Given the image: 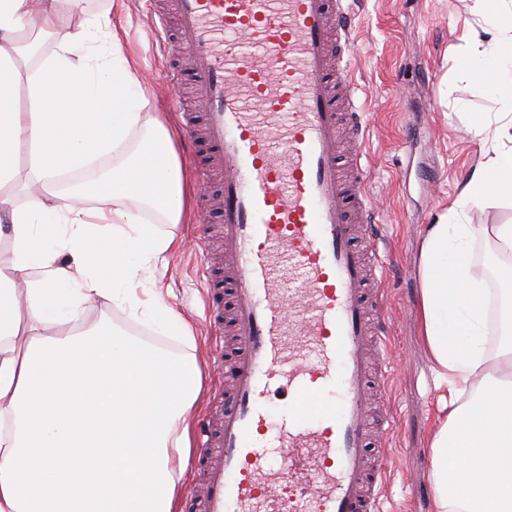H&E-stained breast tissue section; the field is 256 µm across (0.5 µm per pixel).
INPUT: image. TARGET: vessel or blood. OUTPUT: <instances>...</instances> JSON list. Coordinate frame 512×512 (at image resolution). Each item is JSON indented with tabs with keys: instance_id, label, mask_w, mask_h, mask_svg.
Here are the masks:
<instances>
[{
	"instance_id": "vessel-or-blood-1",
	"label": "vessel or blood",
	"mask_w": 512,
	"mask_h": 512,
	"mask_svg": "<svg viewBox=\"0 0 512 512\" xmlns=\"http://www.w3.org/2000/svg\"><path fill=\"white\" fill-rule=\"evenodd\" d=\"M347 2L169 0L154 13L161 36L177 19L203 107L181 123L222 174V281L209 236L197 250L213 359L231 386L199 425L192 512H383L393 409L374 418L369 404L392 309ZM280 390L288 407L275 422Z\"/></svg>"
}]
</instances>
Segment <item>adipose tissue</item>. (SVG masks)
Instances as JSON below:
<instances>
[{
  "instance_id": "1",
  "label": "adipose tissue",
  "mask_w": 512,
  "mask_h": 512,
  "mask_svg": "<svg viewBox=\"0 0 512 512\" xmlns=\"http://www.w3.org/2000/svg\"><path fill=\"white\" fill-rule=\"evenodd\" d=\"M58 0H0V188H41L36 207L0 196V512H172L168 462L188 447L199 392L193 360L104 325L78 324L94 301L161 335H190L161 293L141 300L142 275L176 248L138 214L178 223L189 192L169 130L141 109L133 64L106 17L78 19L37 69L24 36L53 34ZM481 31L463 40L469 73L512 102V0H490ZM104 36L93 55L81 46ZM156 132L136 153L131 133ZM491 141L458 197L425 230L419 253L422 339L438 383L470 389L449 403L430 446L436 512H512V298L487 346L485 280L472 248L491 237L512 256V224L465 223L471 204L512 195V113L474 125ZM26 155L25 167L16 159ZM113 155L119 164L71 190L52 183Z\"/></svg>"
}]
</instances>
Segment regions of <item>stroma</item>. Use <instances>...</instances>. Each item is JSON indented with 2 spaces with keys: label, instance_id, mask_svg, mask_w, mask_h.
I'll return each instance as SVG.
<instances>
[{
  "label": "stroma",
  "instance_id": "obj_1",
  "mask_svg": "<svg viewBox=\"0 0 512 512\" xmlns=\"http://www.w3.org/2000/svg\"><path fill=\"white\" fill-rule=\"evenodd\" d=\"M64 27L80 15L109 13L121 43L137 62L144 109L177 128V101L163 80L172 63L153 34L145 0H60ZM356 23V102L365 114V163L375 222L388 253L385 287L397 312L391 327V395L395 424L390 476L382 492L384 512H433L434 464L431 433L440 415V392L427 360L417 317L401 314L417 305L418 259L426 227L436 223L459 185L482 158L484 143L471 125L485 112L505 111L478 82L464 77L463 30L477 24L475 0H352ZM175 151L193 185L179 223L145 213L147 223L180 240V249L157 264L155 286L191 323L193 334L165 336L169 353L195 356L202 368L193 417L209 411L213 392L224 383L208 367L214 336L193 248L202 226L214 224L210 208L217 181L199 174L183 141Z\"/></svg>",
  "mask_w": 512,
  "mask_h": 512
}]
</instances>
